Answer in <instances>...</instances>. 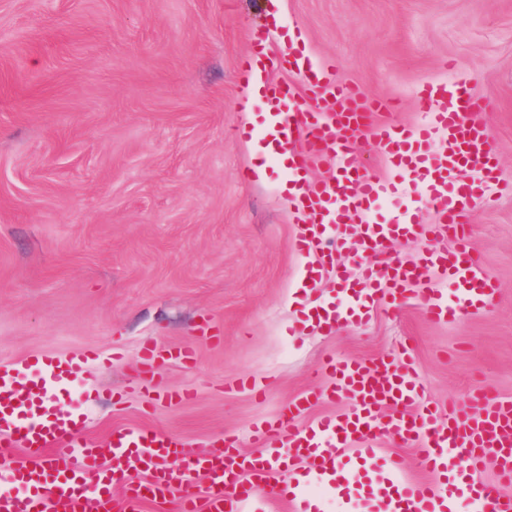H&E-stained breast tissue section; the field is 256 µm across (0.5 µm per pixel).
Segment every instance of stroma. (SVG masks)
<instances>
[{"mask_svg":"<svg viewBox=\"0 0 512 512\" xmlns=\"http://www.w3.org/2000/svg\"><path fill=\"white\" fill-rule=\"evenodd\" d=\"M263 0H0V364L95 349L88 433L177 434L189 452L230 433L247 455L255 421L315 385L327 355L373 359L400 340L438 404L485 387L512 398V194L467 216L498 293L429 320L410 297L370 304L336 333L304 326L315 255L295 241L286 168L254 156L267 106L241 66ZM284 25L342 80L421 120L418 86L463 78L512 184V0H279ZM263 166L255 175L254 166ZM192 344L193 366L158 379L190 400L147 406L145 344ZM244 376L255 395L235 390Z\"/></svg>","mask_w":512,"mask_h":512,"instance_id":"35a3bbf8","label":"stroma"}]
</instances>
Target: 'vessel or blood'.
Returning <instances> with one entry per match:
<instances>
[{
	"label": "vessel or blood",
	"mask_w": 512,
	"mask_h": 512,
	"mask_svg": "<svg viewBox=\"0 0 512 512\" xmlns=\"http://www.w3.org/2000/svg\"><path fill=\"white\" fill-rule=\"evenodd\" d=\"M280 54L291 76L272 82L257 74L259 94L273 109L268 127L274 161L293 176L295 194L288 206L306 214L307 224L296 240L298 248L316 253L319 265L308 267L301 286L319 288L327 268L334 267L336 250L385 252L396 239L451 237L455 249L436 248L414 261H387L361 267L356 281L336 270L340 294L351 298L348 307L328 299L308 310L304 320L320 331H335L348 318L365 319L368 304L389 290L392 306L409 292L423 298L431 320L441 321L453 310H477L496 294L491 278L481 269L471 247L467 215L490 195L496 178L494 148L482 124L472 115L484 107L465 82H424L419 94L427 105L424 121L407 128L388 120L396 105L374 98L354 85L341 84L336 65L315 62L298 33L287 34ZM367 132L373 151L394 171L384 183L366 171L355 138ZM336 161V177L309 181L314 157ZM423 183V203L436 214L432 224L406 216L395 224L372 217L383 196L401 194L406 184ZM460 287L456 306H448L442 283ZM399 355L376 359L330 357L319 362L316 374L326 384L308 390L276 416L251 430L265 452L243 454L235 436L220 433L208 441L207 451L188 454L184 441L160 429H113L105 445L87 437L85 415L63 410L62 400L79 383L85 366L98 360L96 351L70 356H44L21 364L0 365V481L11 489L0 493V512H141L145 502L178 498L180 512H243L258 493L288 502L303 512L317 488H339L359 479L373 467V447L394 437L419 449L418 466L439 473L440 486L409 482L405 464L394 456L384 462L387 483L367 488L357 512H454L465 501L470 512H512V496L502 484L512 481V400L478 391L468 412L456 406L446 411L427 403L424 387L414 379L413 348L401 344ZM194 360L185 344L166 350L145 346L141 373L148 401L179 403L186 391L161 389L157 369L167 360ZM341 399L346 413L299 425L298 418L323 399ZM20 455H13V448ZM56 455H49V448ZM302 462L298 478L285 480L282 455ZM493 457L495 480L467 484L463 470ZM180 459L172 467L170 459ZM145 472L144 483L131 482L132 473ZM205 474L203 492L191 486L194 475Z\"/></svg>",
	"instance_id": "1"
}]
</instances>
